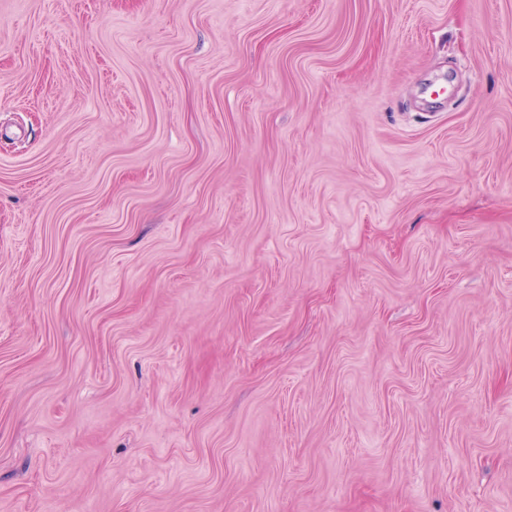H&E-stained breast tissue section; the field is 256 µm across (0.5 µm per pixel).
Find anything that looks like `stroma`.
Masks as SVG:
<instances>
[{
	"mask_svg": "<svg viewBox=\"0 0 512 512\" xmlns=\"http://www.w3.org/2000/svg\"><path fill=\"white\" fill-rule=\"evenodd\" d=\"M0 512H512V0H0Z\"/></svg>",
	"mask_w": 512,
	"mask_h": 512,
	"instance_id": "stroma-1",
	"label": "stroma"
}]
</instances>
